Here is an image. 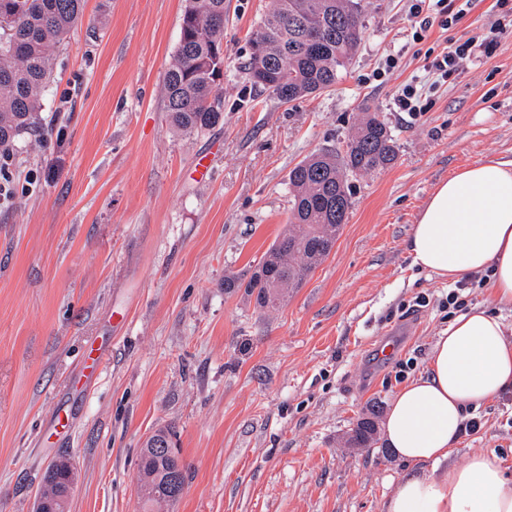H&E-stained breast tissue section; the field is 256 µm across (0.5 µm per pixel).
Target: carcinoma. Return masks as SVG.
<instances>
[{
    "instance_id": "cac0c4a2",
    "label": "carcinoma",
    "mask_w": 512,
    "mask_h": 512,
    "mask_svg": "<svg viewBox=\"0 0 512 512\" xmlns=\"http://www.w3.org/2000/svg\"><path fill=\"white\" fill-rule=\"evenodd\" d=\"M84 0H0V147L37 124L39 99L55 47L83 17ZM227 0H186L178 49L164 75V111L183 133H203L223 119L224 11ZM364 0H271L241 65L245 80L285 104L335 87L364 28ZM397 143L379 113L364 116L341 150L322 148L289 172L288 228L245 285L261 310L276 309L329 256L351 207L349 180L395 162ZM381 407L371 406L344 439L348 448L378 442ZM186 467L172 432L159 428L141 448L142 512L174 501ZM41 497L66 490L67 475H45Z\"/></svg>"
}]
</instances>
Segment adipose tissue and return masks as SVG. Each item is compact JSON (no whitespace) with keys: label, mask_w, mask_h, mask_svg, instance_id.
Instances as JSON below:
<instances>
[{"label":"adipose tissue","mask_w":512,"mask_h":512,"mask_svg":"<svg viewBox=\"0 0 512 512\" xmlns=\"http://www.w3.org/2000/svg\"><path fill=\"white\" fill-rule=\"evenodd\" d=\"M413 265L454 283L488 274L497 306L512 307V161L484 158L439 182L409 239ZM429 372L401 388L385 436L410 469L384 512H512V477L485 450L450 463L469 409L512 388V337L501 315L460 314L431 348Z\"/></svg>","instance_id":"obj_1"}]
</instances>
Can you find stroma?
<instances>
[{
  "label": "stroma",
  "mask_w": 512,
  "mask_h": 512,
  "mask_svg": "<svg viewBox=\"0 0 512 512\" xmlns=\"http://www.w3.org/2000/svg\"><path fill=\"white\" fill-rule=\"evenodd\" d=\"M496 2L474 0L458 26L416 44L405 0H367L336 86L281 104L239 71L271 0H229L224 119L185 135L162 101L185 0H86L53 54L40 132L18 136L0 171V512H34L61 456L78 473L69 512H141L140 450L161 426L187 470L165 512H382L407 464L386 443L354 452L340 439L426 374L450 323L451 284L413 267L407 240L437 183L512 159V27L427 91L425 111L391 103L426 82L424 51L480 32ZM389 55L397 67L373 80ZM367 106L397 141L395 163L350 178L331 254L260 311L244 283L287 227L289 171L343 147ZM91 346L107 358L89 381ZM58 412L69 433L52 434ZM472 416L481 428L452 462L492 449L512 475V388Z\"/></svg>",
  "instance_id": "stroma-1"
}]
</instances>
